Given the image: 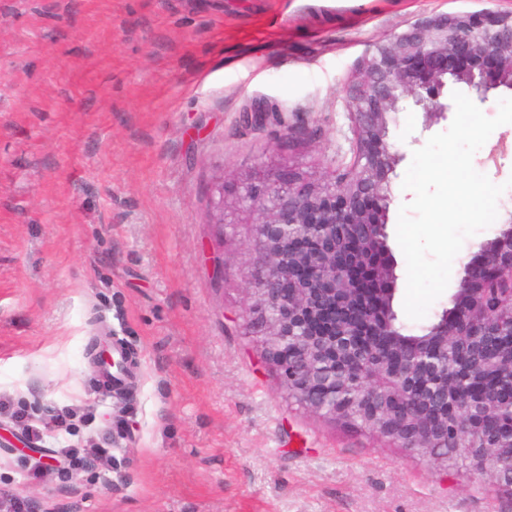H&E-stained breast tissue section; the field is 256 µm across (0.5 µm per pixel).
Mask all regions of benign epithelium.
I'll return each mask as SVG.
<instances>
[{
    "instance_id": "1",
    "label": "benign epithelium",
    "mask_w": 512,
    "mask_h": 512,
    "mask_svg": "<svg viewBox=\"0 0 512 512\" xmlns=\"http://www.w3.org/2000/svg\"><path fill=\"white\" fill-rule=\"evenodd\" d=\"M463 84L484 102L512 91V15H438L375 45L349 90L352 163L330 182L259 166L235 197L251 217L255 272L248 321L261 328L280 389L304 409L363 429L448 468L464 450L472 472L512 483V434L485 429L512 404V225L462 263L448 306L427 335L408 337L393 308L397 275L387 243L392 176L403 159L389 140L407 95L425 121ZM208 223H224V173L212 180ZM291 355H282L283 347ZM497 372L505 386L466 392L458 380ZM353 388L336 404V380Z\"/></svg>"
}]
</instances>
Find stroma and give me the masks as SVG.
Masks as SVG:
<instances>
[{
  "label": "stroma",
  "mask_w": 512,
  "mask_h": 512,
  "mask_svg": "<svg viewBox=\"0 0 512 512\" xmlns=\"http://www.w3.org/2000/svg\"><path fill=\"white\" fill-rule=\"evenodd\" d=\"M512 0H0V401L61 446L108 448L70 481L28 479L0 412V490L30 512H512L494 478L439 468L290 403L242 315L248 216L207 221L216 172L285 162L333 179L353 158L347 88L373 45L427 16ZM260 105L262 124L244 111ZM449 120L406 102L388 214L402 311L408 156ZM512 218V124L475 153ZM224 256L223 279L213 259ZM134 363L97 383L103 338ZM85 413L75 434L55 414Z\"/></svg>",
  "instance_id": "stroma-1"
}]
</instances>
